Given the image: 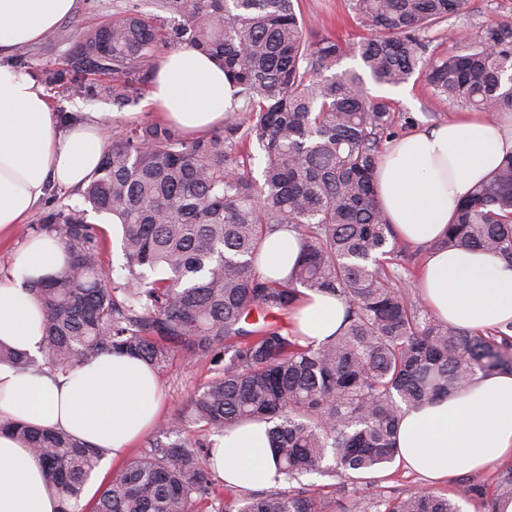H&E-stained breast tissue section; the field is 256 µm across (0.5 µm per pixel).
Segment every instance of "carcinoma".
Returning <instances> with one entry per match:
<instances>
[{
    "label": "carcinoma",
    "mask_w": 512,
    "mask_h": 512,
    "mask_svg": "<svg viewBox=\"0 0 512 512\" xmlns=\"http://www.w3.org/2000/svg\"><path fill=\"white\" fill-rule=\"evenodd\" d=\"M468 0H350L376 35L356 51L375 84L421 77L435 97L489 115L512 110V26L494 24L427 55L432 26ZM186 45L219 61L238 88L222 132L189 140L160 123L124 124L79 193L115 217L125 264L105 269L85 210L49 219L65 267L29 291L46 313L41 358L0 345L20 371H67L104 353L139 357L152 369L178 353L205 360L214 376L177 417L157 423L150 449L132 458L94 512H195L215 477L210 448L224 428L269 424L283 481L306 475L354 484L392 463L403 407L469 388L478 375L512 373V323L487 334L436 319L404 287L407 247L388 223L374 186L391 101L368 93L362 74H328L347 46L313 35L294 0H137L105 22L79 27L50 83L79 98L122 107L154 81L160 48ZM257 148L262 168L252 174ZM296 232L300 253L280 282L257 269L268 238ZM438 249L477 248L512 267V155L475 185ZM338 296L336 334L303 345L288 324L299 288ZM41 461L78 512L104 450L21 422L0 425ZM512 501V470L489 512ZM237 512H328L319 492L248 493ZM347 512H461L427 491L359 496Z\"/></svg>",
    "instance_id": "obj_1"
}]
</instances>
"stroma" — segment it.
I'll use <instances>...</instances> for the list:
<instances>
[{
	"label": "stroma",
	"mask_w": 512,
	"mask_h": 512,
	"mask_svg": "<svg viewBox=\"0 0 512 512\" xmlns=\"http://www.w3.org/2000/svg\"><path fill=\"white\" fill-rule=\"evenodd\" d=\"M127 2L128 0H77L75 12L55 30L57 43L50 45L41 40L29 44L24 72L36 83L42 84L56 112H116L117 107L111 100L74 97L62 85L45 83L44 76L47 72L60 67L78 27L102 23ZM298 3L302 15L317 34L331 36L350 44L373 34L371 27L356 20L349 8V0H298ZM492 23L512 25V0H470L464 14L450 18L429 30L431 47L440 53L452 51L455 44L449 41V33L453 32L458 37L465 38ZM367 88L371 95L391 99L396 116L393 131L398 138L410 133L414 128L447 120L449 114L455 110L454 105L432 97L425 83L417 78L410 79L407 84L396 89H386L372 82L368 83ZM83 205V199L77 192L52 188L26 223L18 225L10 236L0 239V270L9 271L14 254L20 251L29 239L39 235L40 226L47 215L63 213L68 208H80ZM210 376L211 368L207 362H190L182 355H175L167 367L158 373L164 397L162 417H171L183 409L191 394L205 384ZM510 468L512 458L496 463L486 472L470 473L465 479L456 478L437 484L407 472L394 462L378 471L373 484L368 486L360 485L353 488L348 486L345 477L318 475L302 477L301 485L309 490L323 491L330 512H341L342 504L359 495L396 497L415 490L450 495L456 492L461 482L465 480L483 486L485 494H489L492 493L499 476Z\"/></svg>",
	"instance_id": "35a3bbf8"
}]
</instances>
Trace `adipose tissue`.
I'll return each mask as SVG.
<instances>
[{
  "label": "adipose tissue",
  "instance_id": "ef3b65f1",
  "mask_svg": "<svg viewBox=\"0 0 512 512\" xmlns=\"http://www.w3.org/2000/svg\"><path fill=\"white\" fill-rule=\"evenodd\" d=\"M76 0H0V58L38 41L75 10ZM234 88L222 65L190 47L161 55L152 105L170 126L201 133L224 122ZM118 112H95L62 123L42 87L0 65V235L44 200L49 186L82 187L96 171ZM512 154V113L488 121L462 112L448 122L414 129L383 151L374 179L387 219L401 240L427 247L418 288L430 311L449 324L482 332L512 323V266L487 253L432 249L453 222L460 199ZM291 231L270 236L260 272L285 279L298 257ZM59 239H30L0 275V344L37 355L45 311L28 291L66 264ZM345 315L339 297L304 291L289 319L303 343L333 335ZM159 381L141 360L107 353L66 372H19L0 363V420L64 431L104 449L98 469L125 457L155 426ZM263 422L217 437L213 468L228 487L274 485L278 466ZM406 469L441 482L479 473L512 457V373L479 377L466 391L404 412L398 427ZM59 497L42 463L18 439L0 434V512H58Z\"/></svg>",
  "mask_w": 512,
  "mask_h": 512
}]
</instances>
